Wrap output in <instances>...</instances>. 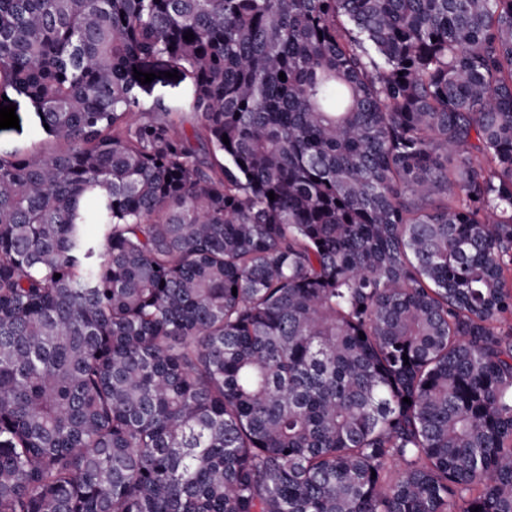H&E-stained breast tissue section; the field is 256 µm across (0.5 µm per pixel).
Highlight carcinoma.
Wrapping results in <instances>:
<instances>
[{
  "instance_id": "obj_1",
  "label": "carcinoma",
  "mask_w": 512,
  "mask_h": 512,
  "mask_svg": "<svg viewBox=\"0 0 512 512\" xmlns=\"http://www.w3.org/2000/svg\"><path fill=\"white\" fill-rule=\"evenodd\" d=\"M21 100L0 512H512V0H0ZM15 114L19 118L20 130L15 128L0 129V153L18 150L29 151L39 146L45 136L41 133L36 113L25 102L16 105Z\"/></svg>"
}]
</instances>
